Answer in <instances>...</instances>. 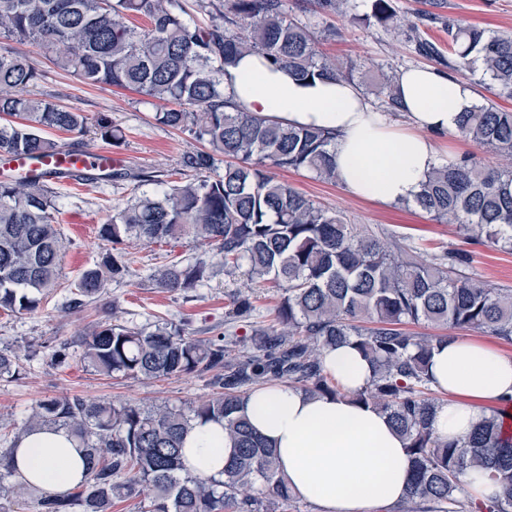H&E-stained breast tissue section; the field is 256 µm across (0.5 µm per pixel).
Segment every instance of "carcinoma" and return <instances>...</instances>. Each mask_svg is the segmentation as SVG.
Instances as JSON below:
<instances>
[{
    "label": "carcinoma",
    "mask_w": 512,
    "mask_h": 512,
    "mask_svg": "<svg viewBox=\"0 0 512 512\" xmlns=\"http://www.w3.org/2000/svg\"><path fill=\"white\" fill-rule=\"evenodd\" d=\"M370 26L397 22L392 0H369ZM223 22L184 21L179 0H0V36L33 42L55 64L89 84L131 89L172 104L155 113L164 126L189 130L209 149L188 151L181 170L191 179L171 185L153 175L132 180L141 191L101 226L109 244L75 285L76 309L130 273L123 245L130 240L169 243L183 238L216 245L224 274L245 269L257 287L280 290L277 329H261L246 352L229 356L225 338L201 339L189 322L147 328L98 323L82 339L83 356L97 372L160 380L187 373L211 375L206 401L186 408L103 403L81 397L42 399L13 425L10 446L0 451V479H12L0 512H111L115 499L141 498L142 512H275L293 499L276 468V450L240 414L254 387L286 383L306 393L336 395L338 384L323 370V352L352 342L375 368L358 400L383 411L409 440L413 476L403 510L464 512L456 498L460 477L475 470L498 488L490 503L470 502L476 512H512V437L498 413L465 439L436 438L428 396L433 347L450 334L424 336L407 324L490 333L512 341V289L496 288L465 273L473 251L457 248L428 261L403 258L405 247L362 234L337 213L274 180L267 168L308 170L336 181L333 131L288 126L248 112L224 94V73L244 53H258L300 79L351 82L354 68L324 59L307 26L285 0H224ZM144 16L149 26L126 24ZM425 18L448 32V56L414 35L419 54L448 61L463 75L479 68L499 98H512V33ZM42 72L23 54L0 55V155L43 156L59 148L48 130L84 135L95 130L118 145L120 130L105 116L89 123L83 112L25 95ZM396 81L379 87L385 108L397 111ZM457 133L512 161V112L488 101L464 113ZM228 158L213 178L215 156ZM57 192L39 177L0 178V310L33 312L61 287L65 240L55 224ZM413 205L434 220L458 226L468 245L481 242L512 251V166L490 168L473 154L438 164ZM213 276L202 261H170L153 275L167 291L202 286ZM230 313L248 320L252 295L230 296ZM224 421L237 453L224 479L185 471L182 440L192 422ZM44 428L62 429L83 449L87 475L64 494L39 491L7 464L17 442Z\"/></svg>",
    "instance_id": "obj_1"
}]
</instances>
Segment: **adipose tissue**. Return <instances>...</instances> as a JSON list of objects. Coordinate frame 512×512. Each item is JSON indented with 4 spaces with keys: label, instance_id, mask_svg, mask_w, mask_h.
Instances as JSON below:
<instances>
[{
    "label": "adipose tissue",
    "instance_id": "ef3b65f1",
    "mask_svg": "<svg viewBox=\"0 0 512 512\" xmlns=\"http://www.w3.org/2000/svg\"><path fill=\"white\" fill-rule=\"evenodd\" d=\"M224 89L254 114L295 127L335 131L336 175L351 195L385 205L413 201L437 164L436 135L456 131L476 105L472 85L436 69L409 68L397 79L403 123L377 112L354 84L330 78L299 80L258 54L243 56L224 76ZM336 396H311L285 384L254 388L241 412L278 455L292 495L321 512H368L400 502L411 475L407 442L378 409L356 398L373 367L350 344L325 350ZM434 387L446 393L432 431L448 442L485 419L486 403L512 400V356L470 339L434 347ZM234 454L218 420L195 422L184 437L183 461L194 475L220 479ZM18 472L43 491L64 493L79 483L85 462L64 431L24 436L14 454Z\"/></svg>",
    "mask_w": 512,
    "mask_h": 512
}]
</instances>
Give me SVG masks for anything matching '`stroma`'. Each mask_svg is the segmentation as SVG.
I'll return each instance as SVG.
<instances>
[{
  "instance_id": "35a3bbf8",
  "label": "stroma",
  "mask_w": 512,
  "mask_h": 512,
  "mask_svg": "<svg viewBox=\"0 0 512 512\" xmlns=\"http://www.w3.org/2000/svg\"><path fill=\"white\" fill-rule=\"evenodd\" d=\"M287 4L297 18L316 32L325 56L359 65L364 76L361 90L373 106L381 104L375 91L381 73L398 74L430 63L429 58L416 53L415 43L407 32L355 20L351 5L323 14L316 12L309 0H287ZM392 4L398 16L414 24L419 23L421 12L433 9L464 24L512 33V0H440L436 8L431 7L429 0H392ZM13 53L26 54L44 74L43 80L30 89V96L53 100L92 118L107 115L124 132L122 143L111 149L120 168L154 172L163 179L176 181L180 178L182 154L202 146L190 131L158 124L154 119L158 103L154 99L130 90L88 84L58 69L44 49L0 37V54ZM269 173L316 205L341 214L359 232L416 246L418 258L429 259L460 241L456 225L437 223L430 215L403 205L383 206L359 199L340 185L316 179L310 171L273 167ZM132 187L129 180L97 185L74 181L58 184L63 204L56 216L57 225L70 242L61 260L62 285L34 312L0 311V350L21 357L17 373L0 378V432L9 426L13 416L47 397L67 395L105 403L185 407L213 394L207 377L195 373L139 380L107 377L94 371L82 358L80 341L96 323L117 318L149 327L186 319L197 336L226 337L234 357L249 346L252 329L274 325L277 292L267 287L250 288L240 270L231 276L217 273L204 286L188 291L169 292L155 287L151 275L168 261L216 260L214 245L190 238L166 244L129 245V277L110 284L102 295L82 307L66 309L79 276L93 266L101 251V224L111 217L114 208L127 203L133 195ZM474 252L475 277L495 287L512 288V252L485 245L475 246ZM237 291L251 292L256 305L251 319L242 321L230 315L228 296ZM62 345L68 347L69 357L66 363L58 365L52 362L51 353Z\"/></svg>"
}]
</instances>
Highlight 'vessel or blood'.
<instances>
[{"label":"vessel or blood","instance_id":"obj_1","mask_svg":"<svg viewBox=\"0 0 512 512\" xmlns=\"http://www.w3.org/2000/svg\"><path fill=\"white\" fill-rule=\"evenodd\" d=\"M115 159L111 152L106 150H84L76 152L67 148L59 149L52 155L30 159L16 157L8 162L9 170L27 173L42 174L45 178L53 179L65 173L87 172L95 169H108Z\"/></svg>","mask_w":512,"mask_h":512}]
</instances>
